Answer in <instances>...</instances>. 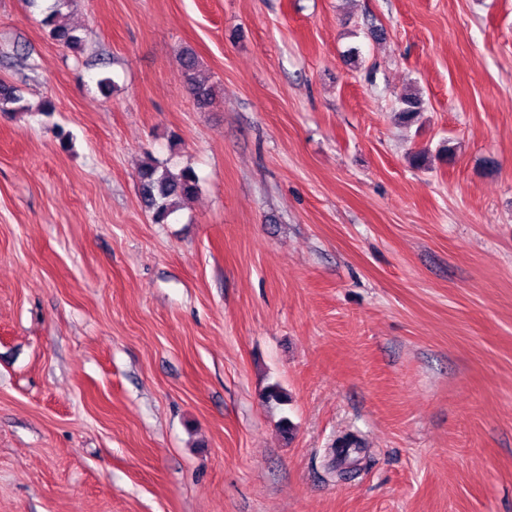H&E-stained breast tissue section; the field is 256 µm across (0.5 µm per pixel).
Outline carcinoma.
<instances>
[{
	"mask_svg": "<svg viewBox=\"0 0 512 512\" xmlns=\"http://www.w3.org/2000/svg\"><path fill=\"white\" fill-rule=\"evenodd\" d=\"M68 0H56L55 6L48 13L43 23L51 28V35L62 46L80 49L83 39L77 34V29L62 21V7ZM179 66L189 85L191 94L196 100L207 105L213 100L212 86L199 81L195 77L198 60L191 50L181 52L178 58ZM21 97L15 88L0 83V112L18 113L24 110L19 105ZM422 100L417 93H406L400 97L399 112L409 120L420 111ZM138 189L143 204L151 210L156 224L167 223L169 217L186 200L192 199L199 193V179L195 172L183 168L177 172L160 166L153 161L142 163L137 170ZM362 452L356 440L351 439L330 449L331 464L339 469V475L346 478L352 475L355 456Z\"/></svg>",
	"mask_w": 512,
	"mask_h": 512,
	"instance_id": "carcinoma-1",
	"label": "carcinoma"
}]
</instances>
